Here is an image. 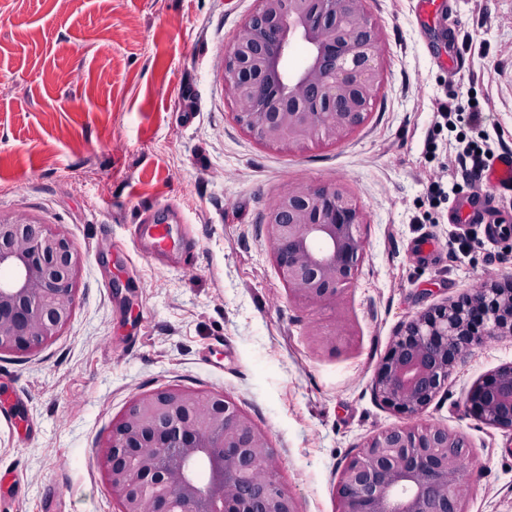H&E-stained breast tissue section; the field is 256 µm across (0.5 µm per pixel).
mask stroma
Listing matches in <instances>:
<instances>
[{
    "mask_svg": "<svg viewBox=\"0 0 512 512\" xmlns=\"http://www.w3.org/2000/svg\"><path fill=\"white\" fill-rule=\"evenodd\" d=\"M379 93L343 141L286 150L236 118L220 65L256 0H0V214L47 224L79 259L70 322L0 354V512H118L96 450L137 396L169 385L236 402L277 452L299 512H337L342 466L402 424L372 389L417 312L512 278V238L452 224L438 101L472 92L512 148V0H365ZM362 205L366 252L336 306L296 303L263 222L291 185ZM174 208L193 257L137 249ZM512 337L458 364L423 415L466 443V512H512V431L464 407Z\"/></svg>",
    "mask_w": 512,
    "mask_h": 512,
    "instance_id": "obj_1",
    "label": "stroma"
}]
</instances>
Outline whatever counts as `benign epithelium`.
I'll use <instances>...</instances> for the list:
<instances>
[{"instance_id":"benign-epithelium-1","label":"benign epithelium","mask_w":512,"mask_h":512,"mask_svg":"<svg viewBox=\"0 0 512 512\" xmlns=\"http://www.w3.org/2000/svg\"><path fill=\"white\" fill-rule=\"evenodd\" d=\"M220 76L236 120L266 144L340 142L379 88L380 36L365 0H257ZM365 215L340 185L287 189L264 224L288 293L334 304L366 247ZM78 257L70 240L0 215V354L32 353L71 319ZM512 337V278L484 283L406 321L373 390L414 420L368 438L340 471L338 512H465V442L419 421L460 360ZM469 416L512 431V363L470 388ZM119 512H298L264 433L222 394L166 386L134 399L96 449Z\"/></svg>"}]
</instances>
